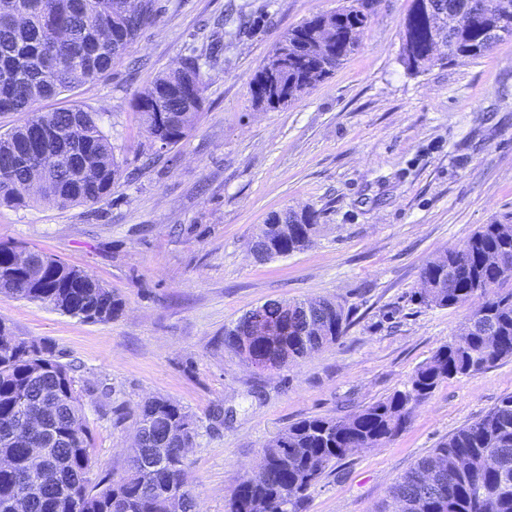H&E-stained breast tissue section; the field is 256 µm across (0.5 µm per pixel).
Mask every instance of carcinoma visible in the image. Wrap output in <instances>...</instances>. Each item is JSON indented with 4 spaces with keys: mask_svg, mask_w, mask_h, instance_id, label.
Masks as SVG:
<instances>
[{
    "mask_svg": "<svg viewBox=\"0 0 512 512\" xmlns=\"http://www.w3.org/2000/svg\"><path fill=\"white\" fill-rule=\"evenodd\" d=\"M0 0V112L22 115L19 125L0 134V204L28 207L31 180H46L41 158L51 142L74 144L78 168L64 157L55 182L40 194L60 208L94 205L112 194L121 169L114 146L97 115L81 107L44 112L41 101L105 76L148 22L152 0ZM376 0H350L332 13H317L289 29L288 67L274 64V49L250 88L253 101L276 108L279 91L293 99L334 74L358 46ZM336 29L323 49L314 31ZM498 40L512 37V13L486 18L471 10L467 21L446 33L448 59L458 53L476 59L487 53L488 29ZM430 26L424 0H414L406 17L401 61L413 72L441 59L428 57ZM205 84L195 57L160 75L139 96L134 109L152 141L169 148L192 130L204 106ZM319 213L286 209L261 225L253 242L261 260L308 247ZM13 244L0 243V294L41 302L86 322L118 315L122 301L87 272L31 249L32 265L19 269ZM422 274L433 284L421 300L452 308L481 302L458 328L455 339L438 347L410 377L407 386L346 416H317L288 426L263 449L265 470L238 484L227 512H301L312 487L335 461L383 444L407 424L414 409L449 379L479 374L512 358V224H484L459 248L429 259ZM342 307L332 301H272L247 311L224 332V343L245 357L282 365L309 349L337 342L346 328ZM0 332V456L13 459L0 472V512L24 483L43 487L26 512H197L194 494L183 489L186 459L196 425L178 403L146 400L137 415V443L126 473L93 477L92 434L72 367L59 361L54 346L30 347L10 327ZM42 449L35 458L30 449ZM383 512H512V395L481 418L458 429L404 474Z\"/></svg>",
    "mask_w": 512,
    "mask_h": 512,
    "instance_id": "obj_1",
    "label": "carcinoma"
}]
</instances>
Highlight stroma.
<instances>
[{"label": "stroma", "instance_id": "stroma-1", "mask_svg": "<svg viewBox=\"0 0 512 512\" xmlns=\"http://www.w3.org/2000/svg\"><path fill=\"white\" fill-rule=\"evenodd\" d=\"M343 3L155 0L107 75L41 102L96 112L122 174L95 205H0V243L84 269L123 307L90 323L0 295V320L76 366L96 476L125 472L139 406L164 397L196 420L186 478L199 512H226L288 425L402 389L473 313L422 303L421 270L481 225L512 224V39L415 74L400 61L413 0H378L332 77L282 108L255 105L251 82L288 28ZM188 56L204 109L162 149L133 103ZM289 208L318 211L311 245L259 261V225ZM322 298L347 315L336 343L271 370L224 344L258 305ZM510 395L512 359L440 384L392 441L333 463L304 512H379L422 457Z\"/></svg>", "mask_w": 512, "mask_h": 512}]
</instances>
